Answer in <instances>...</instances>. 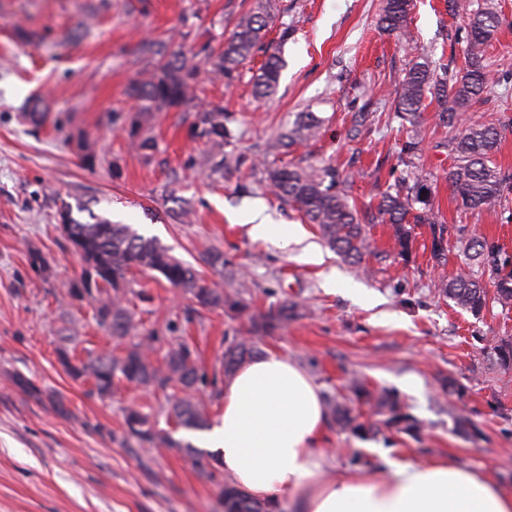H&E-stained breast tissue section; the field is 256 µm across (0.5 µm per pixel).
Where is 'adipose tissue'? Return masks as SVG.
I'll use <instances>...</instances> for the list:
<instances>
[{
  "label": "adipose tissue",
  "instance_id": "1",
  "mask_svg": "<svg viewBox=\"0 0 512 512\" xmlns=\"http://www.w3.org/2000/svg\"><path fill=\"white\" fill-rule=\"evenodd\" d=\"M253 239L321 250L298 224H253ZM327 426L319 386L294 359L277 352L253 358L225 386L212 433L220 466L260 499L288 497L294 512H512V491L484 474L445 460H386V477L326 474L317 454Z\"/></svg>",
  "mask_w": 512,
  "mask_h": 512
}]
</instances>
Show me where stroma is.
I'll return each mask as SVG.
<instances>
[{"mask_svg":"<svg viewBox=\"0 0 512 512\" xmlns=\"http://www.w3.org/2000/svg\"><path fill=\"white\" fill-rule=\"evenodd\" d=\"M253 4L0 0V512H219L224 473L203 477L185 451L189 444L209 451L208 432L175 429L165 399L127 384L99 396L92 381L72 378L60 361L65 354L77 365L127 347L99 325L93 302L69 293L81 266L58 226L66 204L79 207L80 221L95 214L156 237L208 281L239 292L253 311L286 298L300 303L302 317L256 337L260 352L298 361L326 398L346 397L354 376L390 389L426 425L416 439L389 428L362 438L328 423L331 465L374 474L385 450L402 462L448 459L512 488V370L501 369L485 348L489 337H512V310L476 317L441 295L439 280L460 267L431 261L423 225L406 264L390 252L389 225L372 224L373 244L386 256L366 257L364 274L328 248L315 264L296 250L254 240L240 221L242 211L258 207L267 223L301 222L266 191L250 163L282 161L272 144L302 112L324 125L317 141L293 147L292 159L330 158L353 172L352 196L362 212L393 184L390 171L406 138L394 115V90L412 52L378 29L382 0H273L266 41L278 48L284 68L272 95L255 93L252 76L265 58L259 51L230 81L201 67L194 109L143 112L128 96L130 84L154 69L144 42L167 41L202 63L204 46L229 38ZM494 5L502 24L486 62L512 75V0ZM410 27L437 66H463L464 22L451 15L448 0H414ZM34 97L47 106L37 121L28 117ZM211 103L227 117L225 152L247 155L249 164L217 174L202 165L207 147L190 128L197 109ZM363 110L374 118L356 125ZM436 112L433 104L424 111L413 163L433 183L438 219L493 237L512 253V197L492 215L461 209L445 179L452 158ZM138 125L149 130L153 148L136 146ZM355 125L360 133L353 138ZM214 250L239 269L237 279L203 263ZM35 252L47 271L33 267ZM332 273L366 288L370 303L324 288ZM135 280L152 301L131 300L130 309L156 330L157 353L173 336L199 350L207 383L197 395L218 421L224 348L247 323L220 309L194 311L192 300L158 273ZM450 380L456 390H448ZM144 403L152 404L157 429L171 435L174 447L146 453L122 443L127 407ZM457 414L471 420L468 432L455 428Z\"/></svg>","mask_w":512,"mask_h":512,"instance_id":"stroma-1","label":"stroma"}]
</instances>
